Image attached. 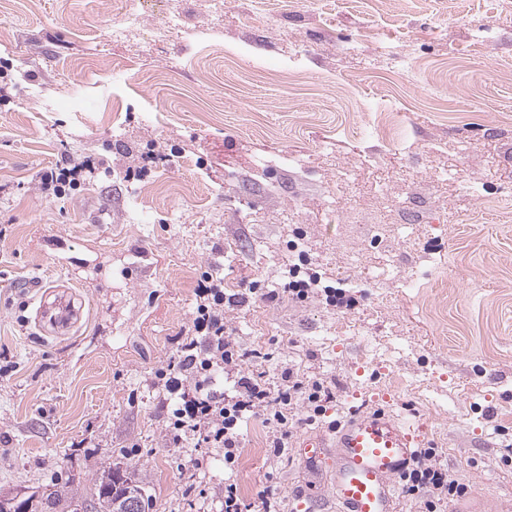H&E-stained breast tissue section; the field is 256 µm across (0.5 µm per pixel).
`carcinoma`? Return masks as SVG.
<instances>
[{
  "label": "carcinoma",
  "mask_w": 512,
  "mask_h": 512,
  "mask_svg": "<svg viewBox=\"0 0 512 512\" xmlns=\"http://www.w3.org/2000/svg\"><path fill=\"white\" fill-rule=\"evenodd\" d=\"M66 484L71 489L65 493L57 482L45 485L37 494L40 508H34L32 512H78L82 504L92 499L96 501L97 512H113V502L125 494L129 485L140 486V481L135 472L115 464L103 468L86 491L73 487L70 480Z\"/></svg>",
  "instance_id": "carcinoma-1"
}]
</instances>
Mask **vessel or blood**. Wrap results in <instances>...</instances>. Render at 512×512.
I'll return each mask as SVG.
<instances>
[{
  "label": "vessel or blood",
  "mask_w": 512,
  "mask_h": 512,
  "mask_svg": "<svg viewBox=\"0 0 512 512\" xmlns=\"http://www.w3.org/2000/svg\"><path fill=\"white\" fill-rule=\"evenodd\" d=\"M79 317L62 291L40 304L39 323L47 333H66ZM425 438L424 424L360 407L331 434L300 439L297 453L308 464L328 462L326 490L340 504V512H395L396 481L410 466L415 449L424 447Z\"/></svg>",
  "instance_id": "1"
}]
</instances>
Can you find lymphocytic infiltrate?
Instances as JSON below:
<instances>
[{
	"mask_svg": "<svg viewBox=\"0 0 512 512\" xmlns=\"http://www.w3.org/2000/svg\"><path fill=\"white\" fill-rule=\"evenodd\" d=\"M308 263L303 255L290 267L285 291L301 301L318 292L328 305L351 308L352 299L342 290L322 286L319 274ZM195 295L194 333L185 338L168 369L157 374L162 390L176 399L166 409L170 446L182 447L191 438L197 445L223 449L224 466L231 469L237 462L242 422L260 416L272 432L274 450H283L294 409L303 407L307 424H314L326 414L334 393L323 382L304 383L290 373L277 388H270L263 373L247 365L248 359H261V351L242 352L227 334V297L221 281L212 273H202ZM434 456V448L417 449L413 467L401 478L404 495L421 500L425 512H435L437 503L459 491L447 472L434 463Z\"/></svg>",
	"mask_w": 512,
	"mask_h": 512,
	"instance_id": "f902f5d3",
	"label": "lymphocytic infiltrate"
}]
</instances>
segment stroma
Here are the masks:
<instances>
[{
	"instance_id": "obj_1",
	"label": "stroma",
	"mask_w": 512,
	"mask_h": 512,
	"mask_svg": "<svg viewBox=\"0 0 512 512\" xmlns=\"http://www.w3.org/2000/svg\"><path fill=\"white\" fill-rule=\"evenodd\" d=\"M189 36L156 38L171 17ZM112 0H0V492L108 463L149 512H222L224 481L283 508L309 492L293 423L281 456L251 417L232 473L220 448H171L155 384L193 335L202 272L242 301L245 351L324 381L327 414L362 404L426 426L461 492L512 506V0H145L113 43ZM405 63L391 72V57ZM401 125L364 137L371 101ZM97 169L55 196L42 174ZM298 243L349 310L273 289ZM81 319L37 324L39 286Z\"/></svg>"
}]
</instances>
